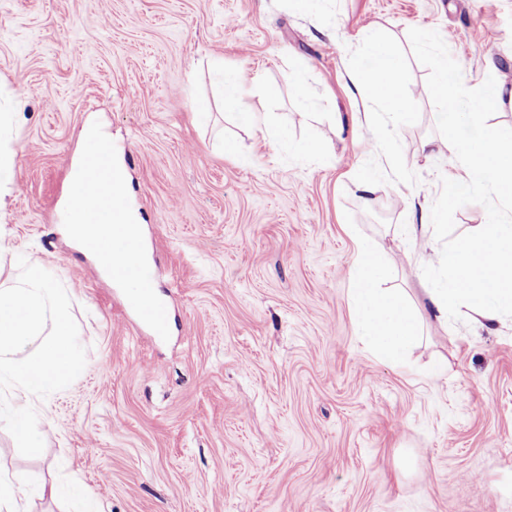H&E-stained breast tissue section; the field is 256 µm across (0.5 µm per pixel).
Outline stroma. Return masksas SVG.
Returning a JSON list of instances; mask_svg holds the SVG:
<instances>
[{
    "label": "stroma",
    "mask_w": 512,
    "mask_h": 512,
    "mask_svg": "<svg viewBox=\"0 0 512 512\" xmlns=\"http://www.w3.org/2000/svg\"><path fill=\"white\" fill-rule=\"evenodd\" d=\"M375 34L395 47L409 94L370 153L382 117L352 67ZM445 52L466 63L459 98L491 68L512 82V0H0V86L27 92L10 131L20 151L0 283L37 255L87 350L81 375L33 404L49 430L40 455H21L0 425L27 512H71L50 492L71 483L99 512H512V321H437L423 293L434 273L387 233L443 207L456 172L430 93ZM226 71L247 110L327 152L299 161L244 126L222 103ZM91 120L123 149L168 341L136 327L63 234L60 200ZM368 170L369 203L354 186ZM498 208L479 190L451 204L439 247ZM360 238L422 314L396 366L364 351L348 303Z\"/></svg>",
    "instance_id": "obj_1"
}]
</instances>
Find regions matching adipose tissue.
Wrapping results in <instances>:
<instances>
[{"instance_id":"ef3b65f1","label":"adipose tissue","mask_w":512,"mask_h":512,"mask_svg":"<svg viewBox=\"0 0 512 512\" xmlns=\"http://www.w3.org/2000/svg\"><path fill=\"white\" fill-rule=\"evenodd\" d=\"M364 61L357 81L387 109L398 110L405 90L397 54L382 38L373 37L360 49ZM434 96L446 103L439 122L458 154L457 176L443 189L445 199L460 188L484 187L496 197L500 213L494 223L466 239L455 250L433 252L423 260L425 268L439 276L426 288L427 302L437 320L465 310L471 320L490 328L512 319V148L504 146L496 129L482 120L485 100L512 105V85L482 81L471 92L469 113L452 105L450 85L461 70L456 58L441 55ZM348 300L353 307L365 351L386 363H397L419 341V318L400 291L386 287V266L373 246L358 240L351 265Z\"/></svg>"}]
</instances>
